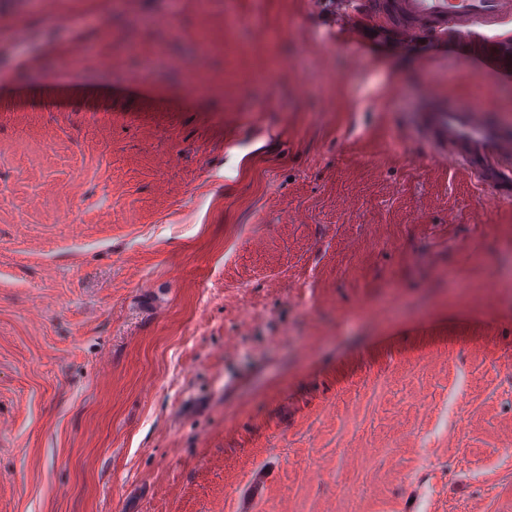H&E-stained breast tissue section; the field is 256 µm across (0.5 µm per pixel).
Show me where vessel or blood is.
<instances>
[{
    "label": "vessel or blood",
    "instance_id": "b4317fda",
    "mask_svg": "<svg viewBox=\"0 0 512 512\" xmlns=\"http://www.w3.org/2000/svg\"><path fill=\"white\" fill-rule=\"evenodd\" d=\"M336 6L348 21L353 48H362L378 28L408 41L459 37L482 75L512 73V56L493 48L501 27L512 22V0H337ZM415 128L435 155L452 158L493 199L512 200V128L499 122L491 106L430 93Z\"/></svg>",
    "mask_w": 512,
    "mask_h": 512
}]
</instances>
